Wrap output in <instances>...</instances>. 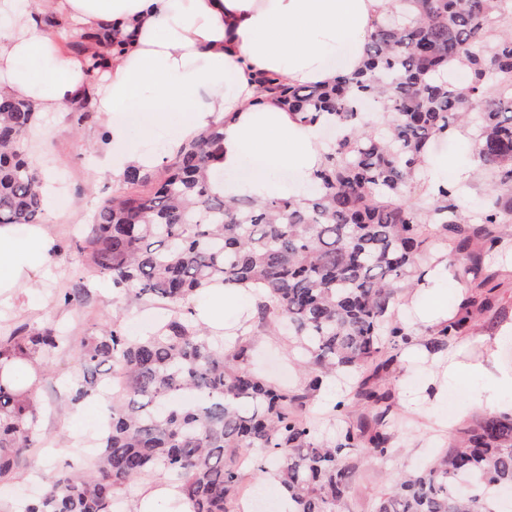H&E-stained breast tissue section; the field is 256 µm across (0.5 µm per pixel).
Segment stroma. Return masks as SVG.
Returning <instances> with one entry per match:
<instances>
[{"label": "stroma", "instance_id": "35a3bbf8", "mask_svg": "<svg viewBox=\"0 0 512 512\" xmlns=\"http://www.w3.org/2000/svg\"><path fill=\"white\" fill-rule=\"evenodd\" d=\"M108 126L95 119L77 126L68 113L42 116L36 126V143L31 156L34 166L53 182L56 196L65 201L64 209L44 215L42 223L54 241L43 274L35 279V292L42 307L31 310L23 306L24 289L12 294H0V330L8 331L18 323H54L72 338L70 348L59 352L49 369L38 380L39 399L46 406L39 417V431L49 440L48 449H36L24 454L15 480L10 481L12 495L0 499V512H10L16 498L35 492L42 479L62 467L73 455L79 436H73L62 426V409L67 406L63 379L81 373L79 344L84 336L97 331L106 320L119 318L130 335L144 332L152 321L163 318V309L145 302L126 306L122 296L113 293L106 280L90 284L84 300L67 304L57 294L63 288L78 287V275L83 267L81 251L85 225L89 215L105 200L125 188L121 173L102 169L101 159L110 146L104 137ZM465 259L448 258V309L457 312L461 296L475 301L490 300L489 308L481 311L465 336L469 344L467 355L477 358L481 348L475 336L493 334L497 325L512 320V252L502 251L497 263L487 273L489 282L476 286L464 274ZM256 362L279 382L300 386L303 374L288 355V340L283 336L259 334L254 338ZM423 370L422 365L398 366L386 377L395 389L398 416L391 426L392 443L386 456H373L361 451L351 452V494L341 512H373L379 497L405 471L429 463L448 446V434L432 431V416L412 401L413 380Z\"/></svg>", "mask_w": 512, "mask_h": 512}]
</instances>
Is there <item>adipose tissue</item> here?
<instances>
[{
  "label": "adipose tissue",
  "mask_w": 512,
  "mask_h": 512,
  "mask_svg": "<svg viewBox=\"0 0 512 512\" xmlns=\"http://www.w3.org/2000/svg\"><path fill=\"white\" fill-rule=\"evenodd\" d=\"M388 0H0V95L32 100L41 115L63 112L90 92L95 112L116 115L113 164L150 169L175 155L216 122L224 124V194L266 200L315 188L326 149L314 128L275 99H260L257 79L274 73L286 82L317 85L336 75L329 61L363 68L364 48ZM85 31L116 33L124 54L113 57L102 80L90 85L81 57L63 50V33L45 32L43 12ZM147 115L141 141L125 137L120 115ZM161 143L154 151L153 143ZM292 175V183L240 178L244 158ZM53 242L42 225L26 233L0 225V291L14 288L45 265ZM262 297L235 284H214L195 302L196 319L210 331L227 314H254ZM406 308L420 311L421 326H406L403 362L422 356L432 365L419 382L423 402L444 410L448 388L463 374L512 388V369L500 364V345L512 338V321L480 337L485 355L465 360L430 352L424 328L448 322V269L436 258L421 270ZM132 512H192L176 486L147 488Z\"/></svg>",
  "instance_id": "ef3b65f1"
}]
</instances>
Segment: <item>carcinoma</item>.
Masks as SVG:
<instances>
[{"label": "carcinoma", "instance_id": "cac0c4a2", "mask_svg": "<svg viewBox=\"0 0 512 512\" xmlns=\"http://www.w3.org/2000/svg\"><path fill=\"white\" fill-rule=\"evenodd\" d=\"M374 26L362 70L324 86H294L262 75L263 92L304 123L337 131L327 143L319 189L306 198L261 204L224 200V123L206 129L152 182L130 168L143 191L104 202L83 252L94 275L131 302L168 315L132 339L112 322L80 342L81 376L71 403L112 388L98 452L56 472L21 512H117L124 486L148 477L179 485L193 512H233L247 448L260 475L274 478L293 512H338L350 495L344 458L384 456L392 410L383 374L408 341L392 320L399 291L412 287L418 258L437 243L491 251L494 227L512 217V0H400ZM464 58L459 80L448 61ZM92 118L88 97L70 113ZM460 124L474 131L479 167L494 173L481 206L467 210L461 186L438 187L424 209L409 201L426 145ZM32 105L0 98V225L39 224L41 177L30 160ZM234 282L265 295L252 326L288 331L304 370L297 388L278 385L250 361L252 343L232 348L196 323L190 298ZM474 322L466 302L438 332L441 344ZM71 345L50 326L0 336V366L35 356L48 366ZM368 414L322 441L304 416L327 378ZM36 404L0 384V482L44 443ZM512 486V413H488L424 469L401 476L374 512H499L497 491Z\"/></svg>", "mask_w": 512, "mask_h": 512}]
</instances>
